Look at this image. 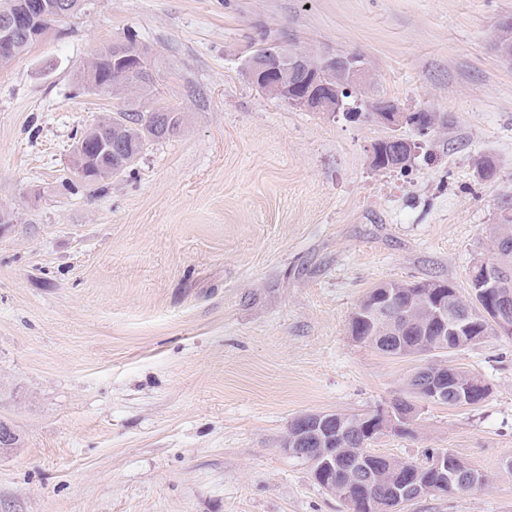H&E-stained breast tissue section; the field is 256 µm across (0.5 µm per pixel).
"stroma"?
<instances>
[{"label": "stroma", "instance_id": "stroma-1", "mask_svg": "<svg viewBox=\"0 0 512 512\" xmlns=\"http://www.w3.org/2000/svg\"><path fill=\"white\" fill-rule=\"evenodd\" d=\"M512 0H91L0 67V512H350L282 448L292 420L410 399L416 357L348 328L366 293L447 280L468 295L512 195V61L494 49ZM149 51L176 136L95 183L73 144L116 104L82 88L96 51ZM357 53L375 95L440 113L408 172L377 171L386 126L260 95V37ZM496 165L482 180L480 159ZM437 363L490 387L423 404L371 453L450 450L486 486L400 512H512V338Z\"/></svg>", "mask_w": 512, "mask_h": 512}]
</instances>
